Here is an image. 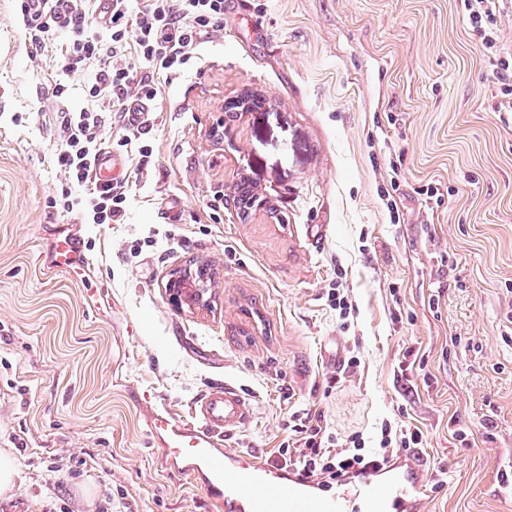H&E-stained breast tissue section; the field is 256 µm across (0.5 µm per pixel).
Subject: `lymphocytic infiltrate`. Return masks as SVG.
I'll return each mask as SVG.
<instances>
[{
	"mask_svg": "<svg viewBox=\"0 0 512 512\" xmlns=\"http://www.w3.org/2000/svg\"><path fill=\"white\" fill-rule=\"evenodd\" d=\"M462 16L484 53L494 61L493 78L501 100L499 109L512 112V49L502 39V17L512 0H459ZM89 0H68L69 25L77 35L56 53V68L75 75L95 68L96 76L86 90L90 107L67 110V90L57 86L61 105V146L55 164L65 181L85 187L83 196L65 199L63 208L85 224H118L126 215L129 184L99 182L93 177L103 150L106 129L116 130L123 146L135 148L139 166L152 157L142 142L147 125L127 120L131 106L153 101L158 89L149 73L166 80L179 77L200 50L224 27V0H112L109 19L95 33H84ZM293 434L280 454L307 478L335 480L368 464L387 462L394 451L417 448L424 435L419 428L395 427L383 422L375 452H367L362 435L354 434L338 443L322 424L295 415Z\"/></svg>",
	"mask_w": 512,
	"mask_h": 512,
	"instance_id": "f902f5d3",
	"label": "lymphocytic infiltrate"
}]
</instances>
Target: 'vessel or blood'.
<instances>
[{
  "label": "vessel or blood",
  "instance_id": "b4317fda",
  "mask_svg": "<svg viewBox=\"0 0 512 512\" xmlns=\"http://www.w3.org/2000/svg\"><path fill=\"white\" fill-rule=\"evenodd\" d=\"M122 168L121 158L106 151L94 175L111 181ZM89 263L71 233L57 240L48 261L51 269L77 275ZM191 413L188 420L155 415L151 429L167 432V454L183 462L187 472L207 470L208 490L223 501L225 512H424V467L417 460L368 467L365 480H338V492L324 497L309 479L230 445L231 435L254 415L252 399L238 385L228 381L210 388L194 401Z\"/></svg>",
  "mask_w": 512,
  "mask_h": 512
}]
</instances>
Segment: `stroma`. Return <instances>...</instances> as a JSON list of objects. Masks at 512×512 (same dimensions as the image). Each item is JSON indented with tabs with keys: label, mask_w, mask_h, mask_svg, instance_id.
Here are the masks:
<instances>
[{
	"label": "stroma",
	"mask_w": 512,
	"mask_h": 512,
	"mask_svg": "<svg viewBox=\"0 0 512 512\" xmlns=\"http://www.w3.org/2000/svg\"><path fill=\"white\" fill-rule=\"evenodd\" d=\"M491 71L457 0H224L198 67L159 86L123 223L76 224L54 92L86 107L94 74L63 77L0 0V451L19 471L0 512H222L147 422L227 378L255 406L233 447L282 465L295 412L370 448L415 426L425 512H512V112ZM246 88L265 105L227 114ZM67 227L94 260L79 282L47 266ZM193 259L211 308L167 288ZM345 290L346 289L343 287L342 281L336 280V282L327 293V301L329 302L328 305L333 310H336L338 317L343 321L348 319L351 311L353 310L352 300L350 299V295ZM345 322L347 321H344L343 323Z\"/></svg>",
	"instance_id": "1"
}]
</instances>
